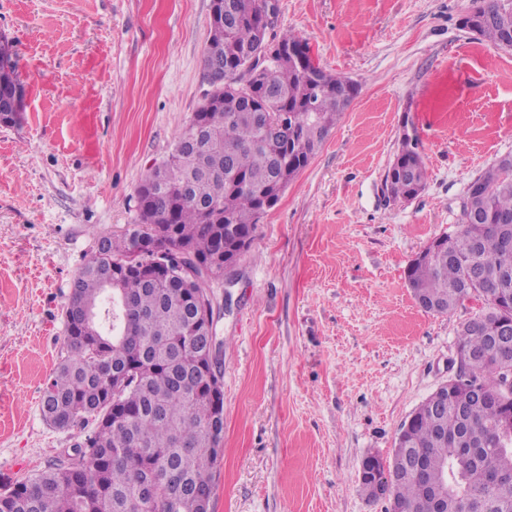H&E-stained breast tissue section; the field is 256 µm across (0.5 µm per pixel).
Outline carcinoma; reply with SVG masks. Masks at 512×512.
<instances>
[{
    "mask_svg": "<svg viewBox=\"0 0 512 512\" xmlns=\"http://www.w3.org/2000/svg\"><path fill=\"white\" fill-rule=\"evenodd\" d=\"M488 20L479 35L512 49V7L474 0ZM261 0H220L210 19L204 69L212 90L160 165L137 189V223L98 238L75 277L64 307L66 355L43 390L40 410L56 429L92 419L78 454L0 493V512H139L142 486L153 482L155 512H210L215 469L223 452L224 393L219 358H203L212 337L192 298L199 282L147 276L132 250L147 237L221 264L236 251L224 225L254 239L265 203L324 143L358 94L347 80L305 64V40L272 36L281 54L247 86L240 67L256 39ZM12 42L0 37V95L19 81ZM476 179L481 196L471 222L435 238L414 260L406 281L421 308L447 315L466 300L483 306L474 318L500 316L512 300V169L498 161ZM427 168L416 139H402L385 182L392 196L424 189ZM457 347L473 352L461 377L482 388L414 411L407 453L387 458L388 502L398 512H432L428 493L448 491V512H512V328L495 335L463 325Z\"/></svg>",
    "mask_w": 512,
    "mask_h": 512,
    "instance_id": "obj_1",
    "label": "carcinoma"
}]
</instances>
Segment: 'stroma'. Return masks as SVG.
<instances>
[{"instance_id":"1","label":"stroma","mask_w":512,"mask_h":512,"mask_svg":"<svg viewBox=\"0 0 512 512\" xmlns=\"http://www.w3.org/2000/svg\"><path fill=\"white\" fill-rule=\"evenodd\" d=\"M471 0H280L327 72L360 85L326 141L211 290L222 347L224 452L212 512H385L359 472L389 456L412 411L456 371L476 311L424 312L410 263L454 230L467 184L512 153V49L465 29ZM211 0H0L28 96L0 123V492L64 458L94 422L59 430L40 400L63 308L98 237L211 86ZM95 116L88 153L82 113ZM427 184L390 202L403 129Z\"/></svg>"}]
</instances>
